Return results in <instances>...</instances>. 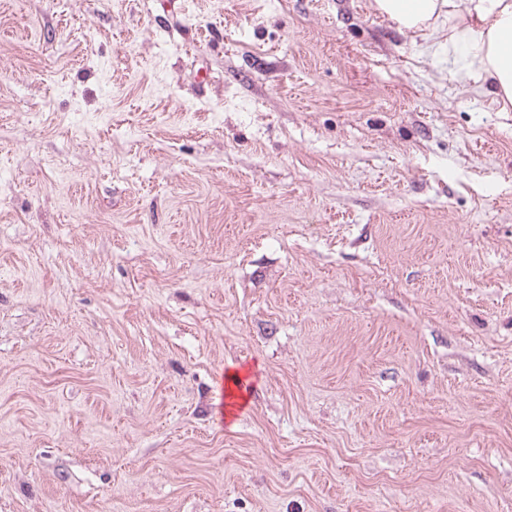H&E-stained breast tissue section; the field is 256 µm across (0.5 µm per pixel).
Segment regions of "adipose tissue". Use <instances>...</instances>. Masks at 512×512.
I'll return each instance as SVG.
<instances>
[{"label":"adipose tissue","mask_w":512,"mask_h":512,"mask_svg":"<svg viewBox=\"0 0 512 512\" xmlns=\"http://www.w3.org/2000/svg\"><path fill=\"white\" fill-rule=\"evenodd\" d=\"M378 10L408 30L454 20L453 38L468 50L469 70L502 104H512V0H376Z\"/></svg>","instance_id":"ef3b65f1"}]
</instances>
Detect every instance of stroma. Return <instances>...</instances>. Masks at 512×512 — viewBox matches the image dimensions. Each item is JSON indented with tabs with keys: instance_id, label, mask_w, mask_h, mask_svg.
<instances>
[{
	"instance_id": "1",
	"label": "stroma",
	"mask_w": 512,
	"mask_h": 512,
	"mask_svg": "<svg viewBox=\"0 0 512 512\" xmlns=\"http://www.w3.org/2000/svg\"><path fill=\"white\" fill-rule=\"evenodd\" d=\"M438 24L0 0V512H512V111Z\"/></svg>"
}]
</instances>
